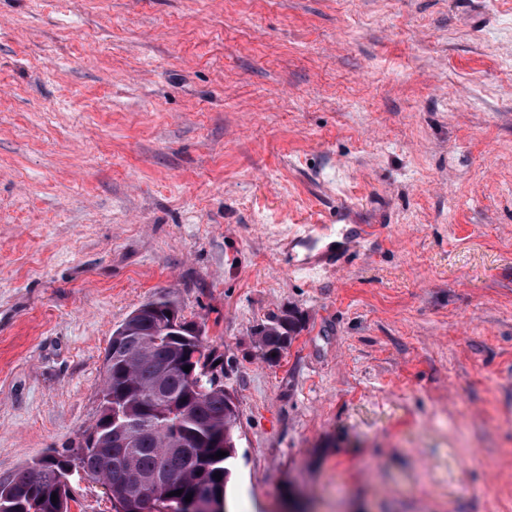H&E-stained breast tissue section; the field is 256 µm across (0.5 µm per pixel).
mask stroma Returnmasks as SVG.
Segmentation results:
<instances>
[{"mask_svg":"<svg viewBox=\"0 0 512 512\" xmlns=\"http://www.w3.org/2000/svg\"><path fill=\"white\" fill-rule=\"evenodd\" d=\"M345 202L369 240L290 269ZM165 292L237 406L230 512H512V0H0V481ZM325 230H327L325 224H306L294 233L292 239L286 244V248L293 249V246H298L304 250V255L296 263H290V267L307 270L335 268L345 250L351 245L363 242L368 234L367 228L361 225L355 226L343 243L346 246L333 249L330 244L321 247L317 245L318 237L324 234ZM299 319L294 315L272 321L269 327L259 332V347L268 360L277 358L291 343L292 335L298 330ZM275 353V356H272Z\"/></svg>","mask_w":512,"mask_h":512,"instance_id":"1","label":"stroma"}]
</instances>
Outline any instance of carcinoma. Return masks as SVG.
<instances>
[{"label":"carcinoma","instance_id":"obj_1","mask_svg":"<svg viewBox=\"0 0 512 512\" xmlns=\"http://www.w3.org/2000/svg\"><path fill=\"white\" fill-rule=\"evenodd\" d=\"M152 304L156 311L121 324L134 331L126 345L128 359L118 368L106 362L101 388L105 408L95 424L109 430L112 421L106 405L117 403L139 426L133 443L127 448H114L110 442L99 448L81 446L49 462L42 457L32 461L0 482V512H68L70 494L62 484L68 467L94 481L105 479L116 512H137L130 499L137 479L153 482L147 490L159 504L158 512H171L186 495L204 491L215 494L216 512H224L236 452L237 408L226 403L222 383L199 373L194 354L206 349L202 337L187 333L174 340L161 331L165 311L176 302L162 296ZM298 324L299 319L290 315L259 332V347L267 359L291 343ZM186 366L197 379H190ZM219 451L227 456L215 458ZM180 489L181 495H173Z\"/></svg>","mask_w":512,"mask_h":512}]
</instances>
